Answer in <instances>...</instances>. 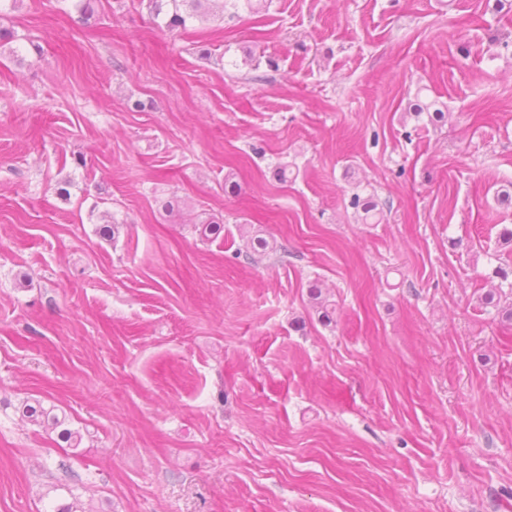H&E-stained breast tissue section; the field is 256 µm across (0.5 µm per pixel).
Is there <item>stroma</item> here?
<instances>
[{
	"label": "stroma",
	"mask_w": 512,
	"mask_h": 512,
	"mask_svg": "<svg viewBox=\"0 0 512 512\" xmlns=\"http://www.w3.org/2000/svg\"><path fill=\"white\" fill-rule=\"evenodd\" d=\"M76 2L0 12V512H512V0ZM147 7L150 13L159 17L167 7L165 27L168 31H179L186 29L187 23L197 14L202 0H147Z\"/></svg>",
	"instance_id": "stroma-1"
}]
</instances>
